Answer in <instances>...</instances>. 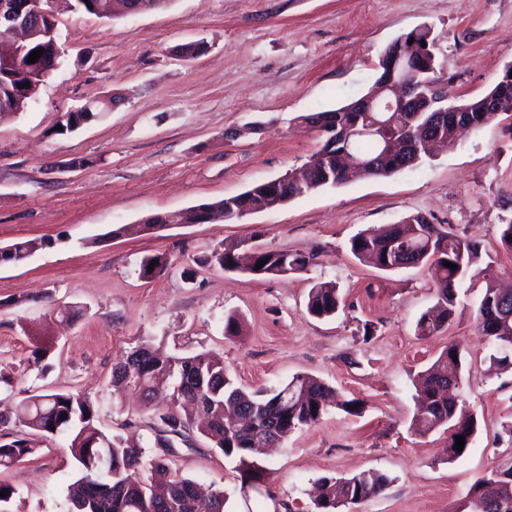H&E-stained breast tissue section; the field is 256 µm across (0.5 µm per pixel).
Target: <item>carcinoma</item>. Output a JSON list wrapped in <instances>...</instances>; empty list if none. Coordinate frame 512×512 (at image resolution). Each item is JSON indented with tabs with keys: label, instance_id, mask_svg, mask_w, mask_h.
<instances>
[{
	"label": "carcinoma",
	"instance_id": "cac0c4a2",
	"mask_svg": "<svg viewBox=\"0 0 512 512\" xmlns=\"http://www.w3.org/2000/svg\"><path fill=\"white\" fill-rule=\"evenodd\" d=\"M74 7L97 17H107L112 0H77ZM43 55L34 63L28 62L33 51ZM55 51L53 42L41 36L28 41L21 57L11 60L0 57V115L18 112L34 101L42 82L45 60ZM30 87H24V84ZM448 103L462 108L448 113V121L435 126L431 137L440 145H454L459 128L467 126L480 130L489 122L482 112L481 98ZM106 106L103 100H92L75 111L64 114L62 129L73 132ZM349 105L336 109L309 112L298 116L300 123L318 127L323 119L336 120V132L363 123L362 113L348 111ZM408 112H374L371 117L384 123L382 137H358L350 142V153L365 161L362 166L340 165L337 158H323L318 150L296 170V177L277 197H268L263 188L271 180L256 182L247 191L220 200L205 202L185 211L159 214L148 218L141 228L150 231L163 222L190 224L195 209L207 208L226 214L227 221H236L244 209L260 211L274 203L281 205L297 198L300 188L335 187L348 182L386 177L418 166L423 156L418 154L417 131L433 119L428 113L419 120H408ZM407 247L408 267L417 268L431 263L439 274L436 303L418 319L416 333L431 336L442 329L456 312L457 287L461 279L481 259L479 243L461 240L442 226L423 224L419 216H409L399 224L382 230H366L350 242L352 254L360 261L380 270L386 269L394 247ZM40 247L34 240H19L7 246L0 256L4 263H19ZM220 268L240 271L247 267L255 277L276 276L282 266L297 273L306 272L314 264L316 254L290 251H265L237 244L225 247L212 255ZM266 264L257 267V262ZM457 268L451 269L445 263ZM153 270H148V267ZM167 257L154 255L140 265L141 278L148 279L163 271ZM342 298L332 282H317L309 291L307 312L320 319L336 315ZM493 313H512V288L503 290L492 284L486 286L477 310L480 335L490 348L489 360L506 369L509 355L501 350L504 337L497 335L491 322ZM142 358L143 368L126 384L114 383L116 388H130L140 393L146 410L157 420V447L163 454L148 456L145 450L130 446L119 435L109 436L95 425L94 403L73 392L32 394L23 398L11 415H0V468L9 467L13 460H22L37 452L29 435L65 434L68 449L79 468V478L68 488L72 512H225L229 500L222 491L202 495L196 483L186 477L166 478V455L172 453L175 441L188 442L201 434L227 458L239 462L242 483L261 480L256 460L263 453L260 435H274V442H283L295 431L318 422L326 413L335 391L327 384L303 375L287 382L296 393L292 402H278L281 387L247 391L238 386L224 368V363L209 354L163 356L151 341L143 340L134 347ZM466 359L456 344H450L427 372L418 375L414 386L420 402L412 426L418 434L443 430L449 432L446 462L463 457L478 431L479 423L473 412L457 397L445 391L448 379L461 381ZM465 437L463 451L455 449L456 437ZM320 495L314 501L315 512H338L348 504L383 493L394 482L387 473L368 470L348 478L319 479ZM496 485L493 492L512 498V466L477 478L467 494L483 497L486 488Z\"/></svg>",
	"mask_w": 512,
	"mask_h": 512
}]
</instances>
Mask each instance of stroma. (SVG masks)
I'll use <instances>...</instances> for the list:
<instances>
[{"label": "stroma", "instance_id": "obj_1", "mask_svg": "<svg viewBox=\"0 0 512 512\" xmlns=\"http://www.w3.org/2000/svg\"><path fill=\"white\" fill-rule=\"evenodd\" d=\"M61 57L35 101L0 116V248L39 241L20 264H0V411L21 390L80 392L97 426L154 455L156 430L137 394L112 391V368L140 340L188 356L223 358L235 382L257 389L307 374L359 400L351 415L332 407L260 456L258 490L241 485L236 461L208 440L177 444L172 468L228 495V512H314L317 479L379 470L381 495L340 512H454L476 478L512 461V369L492 368L476 310L487 282L512 287V252L500 243L512 220V138L491 122L388 177L325 187L274 211L233 223L172 224L138 231L148 216L233 196L301 166L322 145L299 115L366 94L378 60L398 37L431 31L441 74L454 95L488 92L512 63V0H170L160 11L100 19L56 0ZM200 42L197 57L179 45ZM104 111L58 133L65 112L86 101ZM75 157L88 166L71 169ZM423 214L482 261L458 288L442 331L416 334L436 302L428 268L389 272L350 251L357 233ZM129 231L118 234L117 229ZM244 241L265 250L316 251L303 274L256 278L211 265L212 253ZM166 256L152 278L141 261ZM316 282L336 283L343 306L329 320L306 311ZM78 309L63 322L61 308ZM238 315L240 335L224 333ZM467 368L461 401L478 431L468 452L446 463V433L413 431V380L448 344ZM48 347L46 372L33 363ZM35 455L8 469L6 512H70L77 471L66 435L33 439Z\"/></svg>", "mask_w": 512, "mask_h": 512}]
</instances>
